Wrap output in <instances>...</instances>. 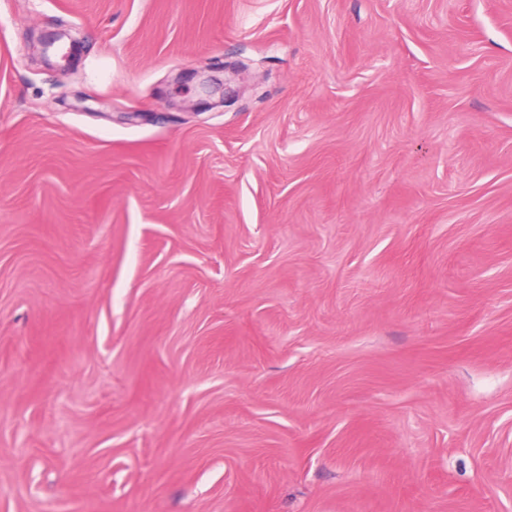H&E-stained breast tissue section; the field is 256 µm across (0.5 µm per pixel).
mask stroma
I'll list each match as a JSON object with an SVG mask.
<instances>
[{
    "instance_id": "1",
    "label": "stroma",
    "mask_w": 512,
    "mask_h": 512,
    "mask_svg": "<svg viewBox=\"0 0 512 512\" xmlns=\"http://www.w3.org/2000/svg\"><path fill=\"white\" fill-rule=\"evenodd\" d=\"M0 512H512V0H0Z\"/></svg>"
}]
</instances>
